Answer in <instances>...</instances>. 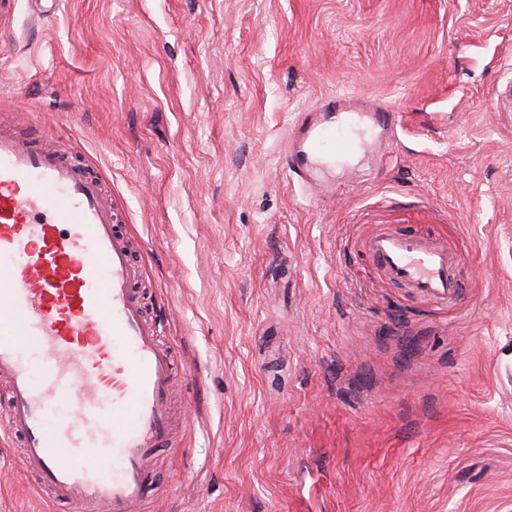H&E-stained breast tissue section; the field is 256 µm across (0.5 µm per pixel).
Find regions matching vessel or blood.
I'll use <instances>...</instances> for the list:
<instances>
[{
	"instance_id": "obj_1",
	"label": "vessel or blood",
	"mask_w": 512,
	"mask_h": 512,
	"mask_svg": "<svg viewBox=\"0 0 512 512\" xmlns=\"http://www.w3.org/2000/svg\"><path fill=\"white\" fill-rule=\"evenodd\" d=\"M321 108L297 134L306 164L361 143L362 113ZM132 238L87 164L0 125V435L17 440L14 461L39 495L73 512H141L155 452L172 444L179 366L165 316L145 311ZM363 247L417 300L459 298L461 256L447 242L385 224ZM62 402L70 415L57 423Z\"/></svg>"
}]
</instances>
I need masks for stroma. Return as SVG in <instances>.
Masks as SVG:
<instances>
[{
    "label": "stroma",
    "instance_id": "stroma-1",
    "mask_svg": "<svg viewBox=\"0 0 512 512\" xmlns=\"http://www.w3.org/2000/svg\"><path fill=\"white\" fill-rule=\"evenodd\" d=\"M512 0H13L0 119L102 177L187 368L150 512H512ZM393 112L298 174L303 113ZM450 242L443 307L377 225ZM0 445V512L46 507ZM363 247L382 279L417 300L448 306L459 298L461 256L447 242L384 224Z\"/></svg>",
    "mask_w": 512,
    "mask_h": 512
}]
</instances>
